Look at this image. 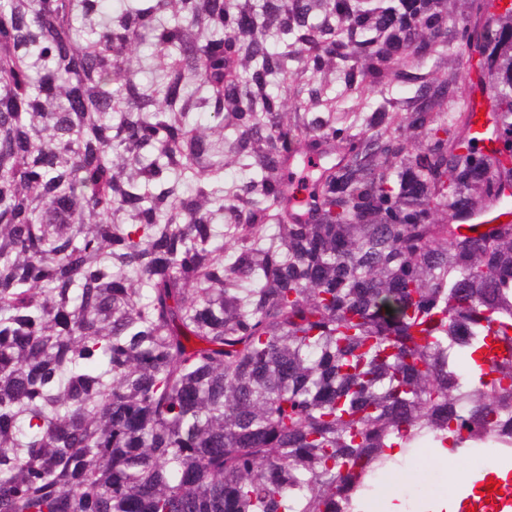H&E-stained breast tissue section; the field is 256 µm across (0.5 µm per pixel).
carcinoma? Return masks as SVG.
Here are the masks:
<instances>
[{
    "label": "carcinoma",
    "instance_id": "1",
    "mask_svg": "<svg viewBox=\"0 0 512 512\" xmlns=\"http://www.w3.org/2000/svg\"><path fill=\"white\" fill-rule=\"evenodd\" d=\"M499 2L0 0V512H359L512 425ZM505 217L506 221H501ZM512 218V202L511 197L503 199L496 208H487L484 206H476L470 211L466 217H459L454 220L457 223L459 233L476 237L484 231H480L482 227H488L486 224H509ZM467 230V233H463Z\"/></svg>",
    "mask_w": 512,
    "mask_h": 512
}]
</instances>
